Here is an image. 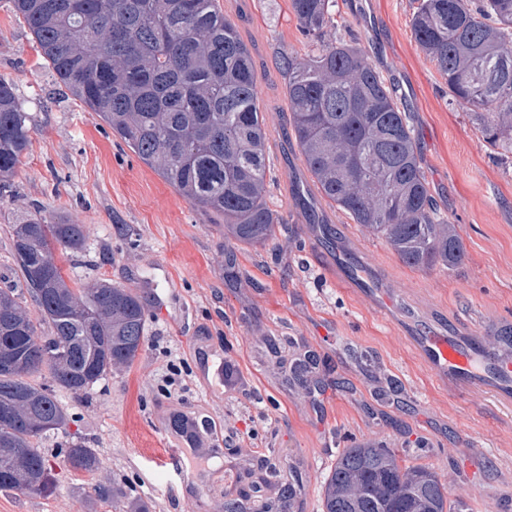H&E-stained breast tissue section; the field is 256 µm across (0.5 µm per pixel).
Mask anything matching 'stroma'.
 <instances>
[{
  "label": "stroma",
  "mask_w": 512,
  "mask_h": 512,
  "mask_svg": "<svg viewBox=\"0 0 512 512\" xmlns=\"http://www.w3.org/2000/svg\"><path fill=\"white\" fill-rule=\"evenodd\" d=\"M251 46L258 97L270 133L267 202L279 218L274 239L234 250L224 273V226L193 208L141 163L110 127L53 77L26 25L0 0V77L14 82L30 116V145L10 187L0 190V288L19 297L47 338L51 327L22 291L8 220L42 206L88 225L86 249L56 253L69 286L102 280L133 289L147 315L131 367L86 393L60 389L67 425L38 440L57 478L47 497L0 489V512H124L98 485L121 488L148 512H224L239 495L293 492L294 512H322V484L338 454L374 439L407 464L435 471L449 499L472 512H512V404L481 393L458 397L416 358L397 312L379 314L340 283L335 243L307 227L350 231L366 263L437 328L512 321V154L490 150L411 31L412 0H337L336 35L368 50L409 114L437 208L455 225L466 257L454 270L406 266L383 239L323 200L303 205L296 185L310 175L289 123L277 55L315 46L299 31L288 0H220ZM236 364L246 386L202 380L201 360ZM209 420L223 454L186 455L181 473L163 460L174 413ZM474 447L462 452V442ZM96 450L95 473L76 471L66 448ZM201 472L204 494L180 490Z\"/></svg>",
  "instance_id": "35a3bbf8"
}]
</instances>
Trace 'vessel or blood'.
Instances as JSON below:
<instances>
[{"label": "vessel or blood", "mask_w": 512, "mask_h": 512, "mask_svg": "<svg viewBox=\"0 0 512 512\" xmlns=\"http://www.w3.org/2000/svg\"><path fill=\"white\" fill-rule=\"evenodd\" d=\"M334 267L338 281L366 295L380 312L402 305L400 295L386 288L381 278L354 265L344 249H337ZM501 328V323L494 321L451 333L419 323L408 340L434 379L449 392L462 395L480 391L511 403L512 342L500 339ZM198 444L210 449L220 441L205 435L203 418L190 413L172 446L179 449Z\"/></svg>", "instance_id": "vessel-or-blood-1"}]
</instances>
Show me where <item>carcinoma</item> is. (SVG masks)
I'll return each mask as SVG.
<instances>
[{
    "label": "carcinoma",
    "mask_w": 512,
    "mask_h": 512,
    "mask_svg": "<svg viewBox=\"0 0 512 512\" xmlns=\"http://www.w3.org/2000/svg\"><path fill=\"white\" fill-rule=\"evenodd\" d=\"M56 79L96 112L138 158L192 206L224 218V248L275 234L266 202L269 138L260 112L253 53L218 0H9ZM336 0H290L297 25L317 50L283 53L299 154L327 205L385 240L412 268L453 270L466 251L455 225L434 206L406 112L365 50L327 37ZM416 42L448 84L488 147L512 153V0H417ZM30 117L0 78V186L30 142ZM24 287L52 336L41 340L13 288L0 289V488L16 490L12 458L24 457L35 496L54 492L53 468L34 442L67 415L54 390L31 383L46 369L55 386L86 392L141 350L140 297L95 281L72 288L57 249L84 250V224L36 211L10 221ZM65 458L93 473L100 459L76 443ZM323 512H469L450 500L437 473L406 465L376 441L343 449L323 483Z\"/></svg>",
    "instance_id": "carcinoma-1"
}]
</instances>
